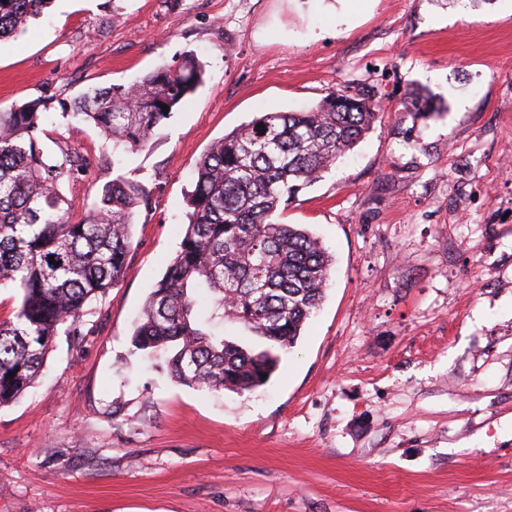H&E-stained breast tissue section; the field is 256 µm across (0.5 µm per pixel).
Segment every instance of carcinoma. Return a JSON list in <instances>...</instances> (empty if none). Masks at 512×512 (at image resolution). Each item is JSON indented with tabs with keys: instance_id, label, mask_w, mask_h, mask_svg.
<instances>
[{
	"instance_id": "obj_1",
	"label": "carcinoma",
	"mask_w": 512,
	"mask_h": 512,
	"mask_svg": "<svg viewBox=\"0 0 512 512\" xmlns=\"http://www.w3.org/2000/svg\"><path fill=\"white\" fill-rule=\"evenodd\" d=\"M51 2L0 0V40L25 32ZM203 74L187 52L133 84L86 92L66 116L93 124L112 150L134 151L189 100ZM410 104L424 115L436 109L423 93ZM39 108L0 112V288L21 297L14 316L0 321V404L35 382L59 329L79 332L87 302L117 286L135 211L149 204L141 185L119 175L72 220L64 189L90 162L44 155ZM380 112L367 97L330 92L298 111L264 112L215 141L196 164L180 250L146 300L133 347L167 354L179 384L239 395L266 385L319 308L331 266L318 238L274 216L353 149ZM208 302L202 321L197 311ZM214 320L243 325L264 348L215 335L207 328Z\"/></svg>"
}]
</instances>
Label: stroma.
I'll use <instances>...</instances> for the list:
<instances>
[{"label":"stroma","instance_id":"1","mask_svg":"<svg viewBox=\"0 0 512 512\" xmlns=\"http://www.w3.org/2000/svg\"><path fill=\"white\" fill-rule=\"evenodd\" d=\"M188 51L204 85L138 150L63 119ZM332 91L383 113L278 216L333 257L319 311L255 394L176 383L130 339L196 163ZM40 100L45 153L92 161L75 217L120 174L151 203L119 285L0 405V512H512V0H53L0 41V108Z\"/></svg>","mask_w":512,"mask_h":512}]
</instances>
